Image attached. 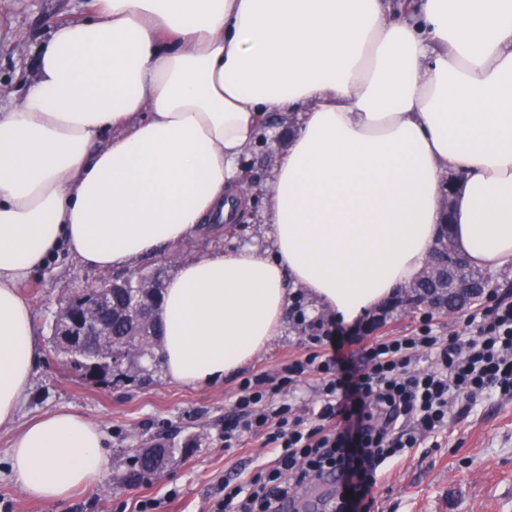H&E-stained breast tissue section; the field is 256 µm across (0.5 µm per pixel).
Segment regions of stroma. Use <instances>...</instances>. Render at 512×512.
Here are the masks:
<instances>
[{"label":"stroma","instance_id":"obj_1","mask_svg":"<svg viewBox=\"0 0 512 512\" xmlns=\"http://www.w3.org/2000/svg\"><path fill=\"white\" fill-rule=\"evenodd\" d=\"M87 2L0 0V112L21 104L37 49L53 26L81 15ZM294 125V115L285 114L275 122L276 137L258 140L243 154L240 163L252 169L255 199L244 207L235 234L201 233L139 260L135 271L147 274L160 268L168 280L183 261L246 245L268 247L261 198ZM96 278L95 272L77 268L62 255L33 271L21 286L38 318L40 336L31 386L14 424L0 429V498L10 501L14 512H135L146 496L162 499L160 512H203L218 478H246L272 457L261 439L228 448L220 437L240 382L276 374L305 352L306 336L293 319H286L281 334L264 351L204 387L171 382L161 370L147 385H94L72 373L57 355L51 323L59 301ZM423 314V309L402 303L384 304L359 319L347 349L354 352L376 340L409 333ZM58 410L79 411L101 427L108 466L93 486L70 499L50 502L29 496L17 485L8 453L24 425ZM452 415V428L386 461L370 512H512V398L489 399L468 411L456 407ZM169 445L176 454L164 471L128 484L137 450ZM171 489L177 497L168 503L164 496Z\"/></svg>","mask_w":512,"mask_h":512}]
</instances>
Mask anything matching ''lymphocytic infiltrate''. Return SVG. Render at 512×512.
<instances>
[{"instance_id":"f902f5d3","label":"lymphocytic infiltrate","mask_w":512,"mask_h":512,"mask_svg":"<svg viewBox=\"0 0 512 512\" xmlns=\"http://www.w3.org/2000/svg\"><path fill=\"white\" fill-rule=\"evenodd\" d=\"M308 335L305 354L273 376L243 379L224 445L259 435L271 460L241 483L220 479L207 512H280L291 490L324 474L336 477L330 512H355L377 483L385 461L449 427L454 405L512 396V298L490 295L465 318L467 335H441L425 315L419 327L341 353L340 322L310 318L293 302ZM318 377L315 406L297 411L281 401L306 376Z\"/></svg>"}]
</instances>
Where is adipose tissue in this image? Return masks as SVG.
<instances>
[{
    "label": "adipose tissue",
    "mask_w": 512,
    "mask_h": 512,
    "mask_svg": "<svg viewBox=\"0 0 512 512\" xmlns=\"http://www.w3.org/2000/svg\"><path fill=\"white\" fill-rule=\"evenodd\" d=\"M36 67L0 113V427L36 360L22 281L233 221L238 160L273 112L298 123L264 194L271 247L180 265L160 309L172 382L250 361L293 286L354 323L419 277L442 224L472 265L512 264V0H90ZM103 448L84 414L52 412L13 440L11 474L61 501L101 479Z\"/></svg>",
    "instance_id": "1"
}]
</instances>
